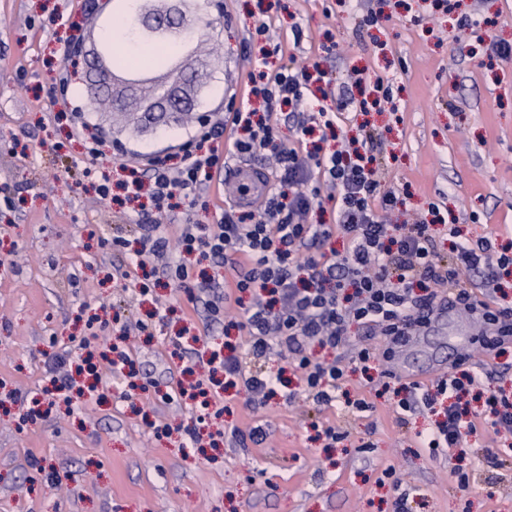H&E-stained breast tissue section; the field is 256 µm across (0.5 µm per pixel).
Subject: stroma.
Segmentation results:
<instances>
[{"label":"stroma","instance_id":"35a3bbf8","mask_svg":"<svg viewBox=\"0 0 512 512\" xmlns=\"http://www.w3.org/2000/svg\"><path fill=\"white\" fill-rule=\"evenodd\" d=\"M370 11L379 24L362 23ZM263 23L279 36L281 54L262 56L254 32ZM71 24L100 45L109 17L92 15L85 0H0V194L14 201L0 208V254L12 258L0 266V512H512V436L481 429L465 450L433 455L420 438L435 414H401L358 373L345 388L372 410L351 415L304 394L291 405L278 397L254 406L230 389L229 411L210 430L260 425L263 443L191 446L193 403L157 393L177 389L182 328L198 336L196 350L223 342L225 323L208 321L197 294L202 277L225 271L204 260L185 287L160 285L146 296L139 271L117 284L113 268L124 257L112 238L135 240L141 215L95 192L98 162L67 117L83 111L104 131L102 163L116 181L129 152L185 138L198 123L145 130L136 113L91 106L81 81L59 91ZM494 39L512 44V0H224V25L203 47L218 63L201 108L224 109L244 86L249 60L266 59L270 72L319 63L331 80L325 105L336 136L369 137L382 183L400 199L395 217L429 224L445 258L452 224L472 238L512 241V61L490 57ZM358 73L388 85L392 106L337 109ZM207 201L176 210L166 237L176 239L187 221L217 223L223 185L211 184ZM160 303L170 309L165 323L124 342L146 392L125 400L118 379L101 401L26 420L53 355L71 348L72 337L93 330L113 343L129 317ZM470 358L483 388L512 392V356L474 348ZM156 423L168 434L155 436ZM328 426L347 433L333 448L318 437ZM460 467L470 474L465 489ZM388 468L394 479L384 477Z\"/></svg>","mask_w":512,"mask_h":512}]
</instances>
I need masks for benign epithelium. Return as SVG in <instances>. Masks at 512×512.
<instances>
[{
  "label": "benign epithelium",
  "mask_w": 512,
  "mask_h": 512,
  "mask_svg": "<svg viewBox=\"0 0 512 512\" xmlns=\"http://www.w3.org/2000/svg\"><path fill=\"white\" fill-rule=\"evenodd\" d=\"M223 19L222 0H138L130 23L132 33L173 41L179 51L166 73L157 76L150 71H115L97 46L90 51L74 48L85 65L88 102L107 98L114 112H124L133 104L145 128L176 125L181 116L196 111L205 88L201 73L211 61L200 54L202 31L223 24Z\"/></svg>",
  "instance_id": "1"
}]
</instances>
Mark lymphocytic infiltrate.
<instances>
[{
    "label": "lymphocytic infiltrate",
    "instance_id": "lymphocytic-infiltrate-1",
    "mask_svg": "<svg viewBox=\"0 0 512 512\" xmlns=\"http://www.w3.org/2000/svg\"><path fill=\"white\" fill-rule=\"evenodd\" d=\"M314 74L309 65L281 68L261 84L252 85L249 98L238 107L216 113L214 121L173 144L172 154L136 153L126 188L133 197L147 195L153 210L171 208L173 201L196 205L224 154L215 139L224 131L235 134L233 152L242 156L273 153L276 186L251 209L225 208L213 225L184 224L177 243H170L159 224L145 218L140 225V247L128 261L135 268L162 273L169 284L184 286L190 279L185 262L197 253L224 267L239 294L248 296L237 326L248 336L246 348L213 347L209 362L223 380H197L174 396L199 401L197 424L190 428L192 444H200V429L208 413L222 415L223 385L241 387L250 401L266 404L281 396L293 399L292 381H300L304 393L322 405L343 400L354 413L370 410L364 399H341L347 364L362 372L376 371L402 346L404 336L421 324L442 293H449L455 308L478 317L490 326L482 341L488 350L512 344V303L490 307L476 300L463 282L465 275L479 276L483 287L499 290L501 272L512 269V249L496 246L490 238L463 237L450 227L452 262L437 253L429 227L412 224L405 231H390L381 211L396 203L393 191L383 190L373 166V156L352 154L350 144L308 160L279 137V111L290 106L293 123L301 133L328 124L326 109L309 100ZM331 203V221L310 224L306 216L313 205ZM348 238L345 252L329 250L334 236ZM379 329L386 345L376 351L366 344H351L350 324ZM95 336L81 337L73 358L54 355L47 372L48 385L32 397L29 417L42 406L71 403L107 388L103 364L119 368L123 377L136 374V361L121 351L116 357L94 356ZM278 355L288 357L287 367L252 372L249 360ZM477 382L472 369L440 373L434 391L407 384L398 401L401 411L413 413L432 408L446 397L444 417L423 437L430 451L460 447L465 436L476 433L468 418L466 397Z\"/></svg>",
    "mask_w": 512,
    "mask_h": 512
}]
</instances>
